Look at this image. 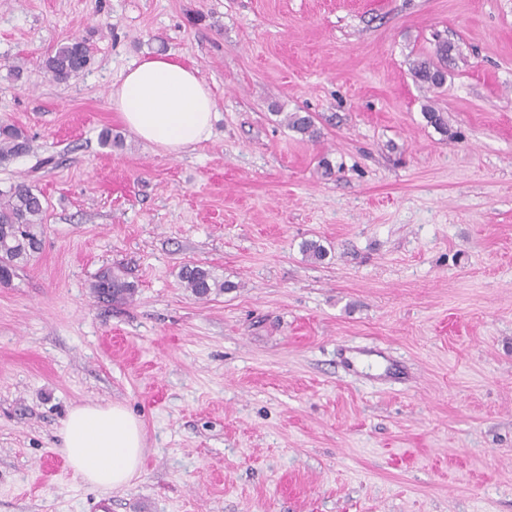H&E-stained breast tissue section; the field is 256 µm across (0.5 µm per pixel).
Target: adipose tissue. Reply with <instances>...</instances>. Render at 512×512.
Here are the masks:
<instances>
[{
  "label": "adipose tissue",
  "mask_w": 512,
  "mask_h": 512,
  "mask_svg": "<svg viewBox=\"0 0 512 512\" xmlns=\"http://www.w3.org/2000/svg\"><path fill=\"white\" fill-rule=\"evenodd\" d=\"M123 124L163 152L179 154L208 140L216 101L196 69L172 54L150 53L133 63L111 93ZM60 452L80 483L103 489L129 486L142 467L139 422L120 405L79 404L58 430Z\"/></svg>",
  "instance_id": "adipose-tissue-1"
}]
</instances>
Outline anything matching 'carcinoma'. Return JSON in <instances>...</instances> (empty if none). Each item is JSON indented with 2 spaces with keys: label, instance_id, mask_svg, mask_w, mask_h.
<instances>
[{
  "label": "carcinoma",
  "instance_id": "carcinoma-1",
  "mask_svg": "<svg viewBox=\"0 0 512 512\" xmlns=\"http://www.w3.org/2000/svg\"><path fill=\"white\" fill-rule=\"evenodd\" d=\"M91 61L86 42L77 38L57 45L42 62L53 80L65 82L83 71ZM414 76L420 82L439 88L444 84L445 71L431 61H423L414 67ZM287 127L301 134H314L310 116L292 112L285 117ZM31 150L28 136L14 125L0 123V161L17 157ZM44 207L40 196L24 181L14 183L8 189H0V283L8 285L26 266L42 244L40 227L44 223ZM179 278L182 286L195 297L203 299L221 292L228 284L213 272L197 264L181 267ZM97 298L108 303H124L134 292V285L110 268L100 271L92 284Z\"/></svg>",
  "mask_w": 512,
  "mask_h": 512
}]
</instances>
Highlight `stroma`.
Listing matches in <instances>:
<instances>
[{
	"label": "stroma",
	"instance_id": "stroma-1",
	"mask_svg": "<svg viewBox=\"0 0 512 512\" xmlns=\"http://www.w3.org/2000/svg\"><path fill=\"white\" fill-rule=\"evenodd\" d=\"M73 37L94 64L54 81ZM156 52L216 100L178 156L109 100ZM0 121L32 141L0 188L45 208L0 285V512H512V0H0ZM186 263L227 289L193 297ZM106 267L130 301L96 299ZM348 345L403 375L345 373ZM83 403L142 422L130 486L59 452ZM414 76L429 87L439 88L444 84L445 71L431 61H423L414 67Z\"/></svg>",
	"mask_w": 512,
	"mask_h": 512
}]
</instances>
